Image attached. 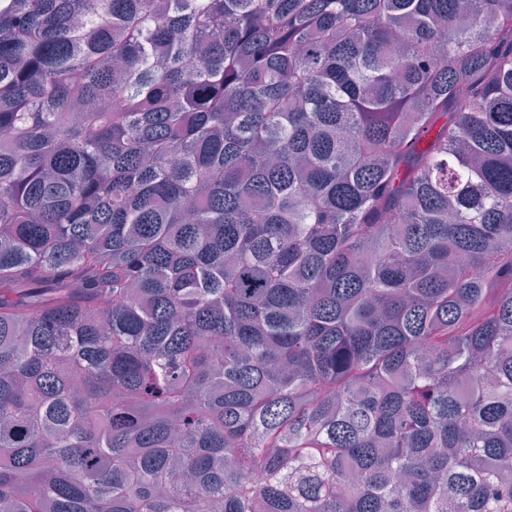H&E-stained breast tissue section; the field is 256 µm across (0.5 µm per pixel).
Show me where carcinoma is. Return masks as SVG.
Wrapping results in <instances>:
<instances>
[{"label":"carcinoma","instance_id":"obj_1","mask_svg":"<svg viewBox=\"0 0 512 512\" xmlns=\"http://www.w3.org/2000/svg\"><path fill=\"white\" fill-rule=\"evenodd\" d=\"M0 130V512H512V0H0Z\"/></svg>","mask_w":512,"mask_h":512}]
</instances>
